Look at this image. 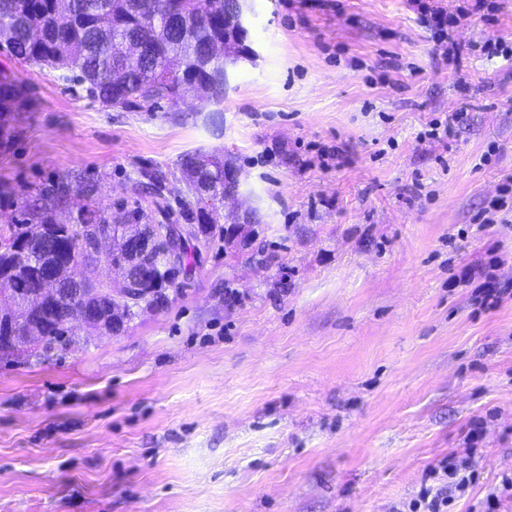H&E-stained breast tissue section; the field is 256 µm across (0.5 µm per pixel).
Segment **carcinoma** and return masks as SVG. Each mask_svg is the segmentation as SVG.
Listing matches in <instances>:
<instances>
[{"mask_svg":"<svg viewBox=\"0 0 512 512\" xmlns=\"http://www.w3.org/2000/svg\"><path fill=\"white\" fill-rule=\"evenodd\" d=\"M69 12H56L54 0H0V50L23 63L56 69L55 61L66 64L69 80L80 86L86 97L105 107L125 110L160 108L165 99L180 95L199 97L214 104L224 100L226 64L237 59L241 44L232 33H224V15L237 3L229 0H69ZM29 102L15 75L0 71V112L18 111ZM194 200H183L178 210L159 200L152 201L154 218L164 224H207L213 235L220 223L224 192V158L186 154L179 162ZM66 175L41 188L35 208L18 223L0 229V241L23 239L34 261L43 260L57 268L62 285L68 282V264L83 266V287H95L97 262L86 251L77 250L69 234L72 224H91L102 237L115 224H134L145 232L148 215L139 202L122 203L116 212L85 204L72 212L67 207L71 181ZM162 172L149 167L139 171V184L157 188ZM192 247L191 236L179 247L178 269L156 271L160 280L176 284L186 271L184 259ZM112 263L132 272L150 269L151 255L121 253ZM5 270V287L29 285L35 268L9 252L0 253ZM92 300L43 301L47 320L42 333L48 344L70 343L66 318Z\"/></svg>","mask_w":512,"mask_h":512,"instance_id":"1","label":"carcinoma"}]
</instances>
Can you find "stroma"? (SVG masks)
Returning a JSON list of instances; mask_svg holds the SVG:
<instances>
[{
  "label": "stroma",
  "instance_id": "35a3bbf8",
  "mask_svg": "<svg viewBox=\"0 0 512 512\" xmlns=\"http://www.w3.org/2000/svg\"><path fill=\"white\" fill-rule=\"evenodd\" d=\"M337 2L245 0L218 105L105 107L0 54L30 98L0 227L68 172L108 208L152 166L178 207L199 151L238 170L244 229L122 333L0 360V512H391L476 424L452 512L512 474V63L479 49L512 0L452 31L457 61L412 0Z\"/></svg>",
  "mask_w": 512,
  "mask_h": 512
}]
</instances>
